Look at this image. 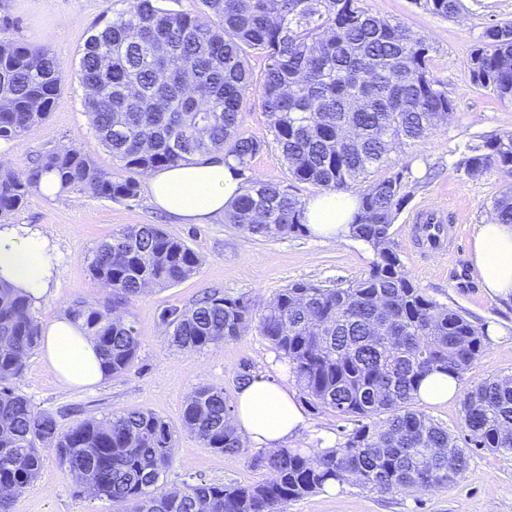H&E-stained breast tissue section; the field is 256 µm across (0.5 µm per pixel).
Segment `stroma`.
<instances>
[{
    "label": "stroma",
    "mask_w": 512,
    "mask_h": 512,
    "mask_svg": "<svg viewBox=\"0 0 512 512\" xmlns=\"http://www.w3.org/2000/svg\"><path fill=\"white\" fill-rule=\"evenodd\" d=\"M454 19L437 17L418 0H365L374 16L400 22L413 34L427 38L430 69L448 90L454 115L447 125L427 138L391 152L389 164L375 169L372 179L409 167L417 185L395 218L392 231L400 257L413 281L438 302L464 310L479 324L497 329L483 353L460 381L461 389L490 377L512 375V299L490 296L472 267L474 227L491 216V202L512 189V177L492 168L467 176L458 163L465 143L473 136L512 132V104L475 85L469 73L471 53L484 29L512 21V0H463ZM125 0H0V19L10 26L0 39L48 44L57 56L67 82L46 121L23 139H0V164L28 168L37 155L77 146L103 169L112 157L94 137L83 108L85 90L76 74L79 51L90 26L105 10L120 12ZM240 130L264 141V149L250 164V176L280 184L302 202L318 195V188L292 180L273 142L269 120L258 96H250ZM439 212L447 223L461 227L460 251L455 261L419 247L409 235L415 212L421 207ZM39 231L57 253L54 276L46 294L34 304L41 324L66 314L74 301L88 298L93 282L84 254L113 231L128 224H156L185 241L198 255L197 274L171 287H154L130 307L138 329L139 348L130 371L106 378L95 386L63 384L46 364L43 349H36L15 379L17 391L35 408L56 414L61 429L80 417H103L131 409L151 411L176 430L175 461L169 485L205 479L224 485L253 484L266 479L253 468L248 454L228 455L204 447L181 426L183 406L192 390L202 384L224 388L236 396L241 365L293 392L302 406L307 427L293 442L297 448H331L338 443L346 418L312 403L301 393L278 352L258 329L238 339L197 352L172 347L165 311L192 304L203 292L250 298L255 307L271 302L295 282L333 287L367 273L373 260L369 247L351 237L326 245L308 233L255 238L217 215L204 224H183L157 208L147 193L135 202H116L71 194L46 197L35 192L25 207L9 218ZM13 512H112L106 500L79 497L73 481L63 472L53 452H45L35 481L19 494ZM288 512H512V458L475 449L468 469L448 487L426 493L380 495L352 484L327 488L290 502Z\"/></svg>",
    "instance_id": "35a3bbf8"
}]
</instances>
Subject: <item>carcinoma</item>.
<instances>
[{
  "label": "carcinoma",
  "mask_w": 512,
  "mask_h": 512,
  "mask_svg": "<svg viewBox=\"0 0 512 512\" xmlns=\"http://www.w3.org/2000/svg\"><path fill=\"white\" fill-rule=\"evenodd\" d=\"M160 0H127L91 28L79 54L83 102L95 138L112 155L106 171L78 147L40 156L28 169L0 166V219L19 211L48 173L63 192L134 202L138 177L223 155L243 177L225 213L253 237L305 232L304 204L274 182L246 176L264 146L240 134L251 92L246 57L266 67L258 89L273 141L292 179L346 191L448 122L452 100L427 65L430 45L400 23L376 17L364 0H202L173 12ZM453 18L462 0H423ZM107 66H101L102 60ZM474 84L512 101V23L485 28L470 57ZM64 85L46 44L0 41V139L16 140L44 122ZM459 166L469 176L495 167L512 176V133L477 135ZM403 167L359 194L351 236L374 258L345 288L298 282L263 310L244 296L207 293L167 311L172 344L183 351L217 346L258 328L287 362L309 399L358 422L334 448H281L251 456L266 481L224 485L199 479L173 491L175 430L156 414L132 409L89 415L66 431L12 386L41 342L35 299L0 278V512L37 477L44 451L76 479L77 494L105 499L117 512H286L329 481L379 494L431 492L468 468L471 449L512 457V376L465 392V444L413 406L433 371L460 379L485 348L487 333L466 313L437 302L409 276L391 228L410 198ZM492 218L512 225V191L494 198ZM97 291L67 310L96 339L109 376L128 371L139 340L129 307L143 285L192 277L197 254L155 224H130L84 256ZM182 425L204 447L244 451L224 388L201 385L187 399Z\"/></svg>",
  "instance_id": "carcinoma-1"
}]
</instances>
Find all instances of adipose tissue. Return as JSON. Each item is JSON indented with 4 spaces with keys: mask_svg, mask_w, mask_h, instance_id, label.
I'll use <instances>...</instances> for the list:
<instances>
[{
    "mask_svg": "<svg viewBox=\"0 0 512 512\" xmlns=\"http://www.w3.org/2000/svg\"><path fill=\"white\" fill-rule=\"evenodd\" d=\"M146 188L151 202L180 221L201 224L224 213L241 194V181L222 157L150 173ZM358 209L355 197L323 193L305 208L310 233L331 244L350 232ZM472 260L484 288L503 299L512 297V225L486 221L473 235ZM56 257L48 241L21 224L0 226V278L32 297H42L51 282ZM44 358L68 385H94L105 378L94 339L77 323L61 317L44 330ZM235 420L252 446L274 450L298 437L306 417L293 394L265 377L244 385L236 400Z\"/></svg>",
    "mask_w": 512,
    "mask_h": 512,
    "instance_id": "1",
    "label": "adipose tissue"
}]
</instances>
